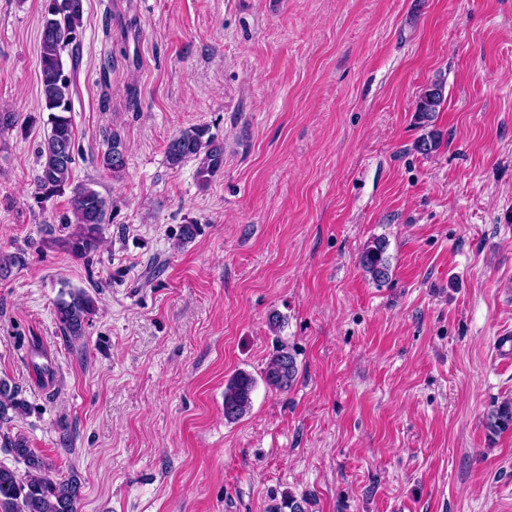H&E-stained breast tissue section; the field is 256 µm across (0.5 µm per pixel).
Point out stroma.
Returning <instances> with one entry per match:
<instances>
[{"label": "stroma", "mask_w": 512, "mask_h": 512, "mask_svg": "<svg viewBox=\"0 0 512 512\" xmlns=\"http://www.w3.org/2000/svg\"><path fill=\"white\" fill-rule=\"evenodd\" d=\"M44 6L0 0V250L27 254L0 277V378L81 512H512V429L486 426L512 399V0H84L73 180L112 201L88 259L42 244L71 215L35 185ZM191 127L224 144L205 183L167 161ZM377 238L380 286L359 264ZM94 282L68 341L54 304ZM282 346L285 390L263 374ZM446 86L443 81L437 80L426 86L418 97L416 112L419 123L425 129L430 128L417 141V149L425 155L436 152L441 146V136L438 130L434 129L432 123L436 112H440L446 102ZM103 166L113 174H119L126 166V156L123 143L118 135H112L108 150L102 158ZM265 381L276 389H287L297 375L296 357L286 348H280L266 363ZM254 379L244 373L235 374L224 389V416L228 420H237L251 408V394Z\"/></svg>", "instance_id": "stroma-1"}]
</instances>
